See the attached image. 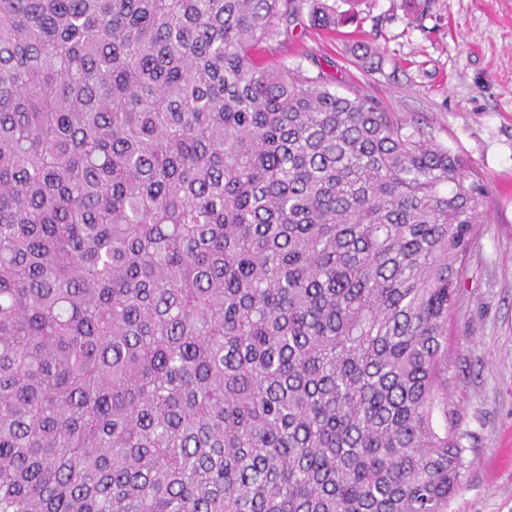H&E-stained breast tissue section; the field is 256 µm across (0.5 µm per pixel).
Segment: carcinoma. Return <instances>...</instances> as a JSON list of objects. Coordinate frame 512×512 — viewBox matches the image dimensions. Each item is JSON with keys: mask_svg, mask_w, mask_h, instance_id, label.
I'll list each match as a JSON object with an SVG mask.
<instances>
[{"mask_svg": "<svg viewBox=\"0 0 512 512\" xmlns=\"http://www.w3.org/2000/svg\"><path fill=\"white\" fill-rule=\"evenodd\" d=\"M306 4L0 0V512H448L488 190Z\"/></svg>", "mask_w": 512, "mask_h": 512, "instance_id": "carcinoma-1", "label": "carcinoma"}]
</instances>
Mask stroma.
Segmentation results:
<instances>
[{"label":"stroma","instance_id":"1","mask_svg":"<svg viewBox=\"0 0 512 512\" xmlns=\"http://www.w3.org/2000/svg\"><path fill=\"white\" fill-rule=\"evenodd\" d=\"M354 22L301 12L274 61L324 73L461 154L486 185L448 323V394L471 461L448 512H512V0H329Z\"/></svg>","mask_w":512,"mask_h":512}]
</instances>
